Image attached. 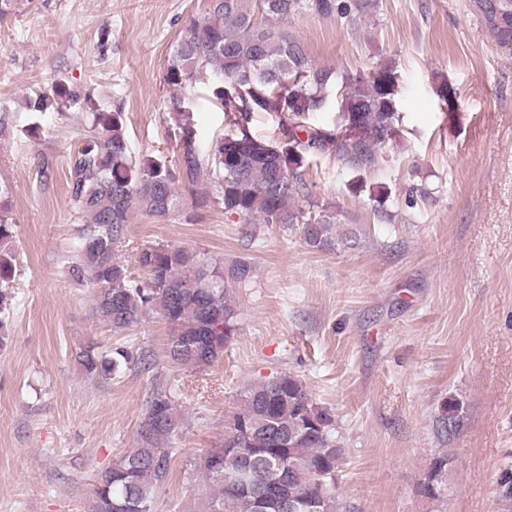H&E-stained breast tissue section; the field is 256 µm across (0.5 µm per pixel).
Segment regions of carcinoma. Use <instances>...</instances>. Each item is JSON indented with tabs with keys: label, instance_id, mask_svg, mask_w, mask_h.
Listing matches in <instances>:
<instances>
[{
	"label": "carcinoma",
	"instance_id": "1",
	"mask_svg": "<svg viewBox=\"0 0 512 512\" xmlns=\"http://www.w3.org/2000/svg\"><path fill=\"white\" fill-rule=\"evenodd\" d=\"M378 0H208V12L185 25L169 58L164 80L179 163L163 156L137 158L129 151L125 112L102 110L88 94L59 79L51 93L29 102L33 112L89 114V134L69 162L70 202L83 230L72 260L73 278L94 290L96 318L116 334L137 326L151 312L170 327L169 360L178 367L202 369L224 355L236 331L229 287L242 283L251 267L229 268L198 262L183 248L156 245L143 249L141 284L128 279L113 254L124 238L132 209L158 219L174 212L178 188L201 204H219L249 224H299L304 243L316 250L354 246L358 234L342 229L332 213L301 209L309 195L311 160L328 153L352 172L370 170L380 150L399 133L397 73L388 63L343 81L337 112L315 120L327 106L332 72L316 67L303 42L288 33V20L311 9L353 20L376 11ZM483 23L502 53L512 55V0H476ZM210 85L235 126L234 144L202 148L193 123L187 89ZM256 112L279 118L284 141L270 145L250 132ZM12 256L0 250V346L12 302ZM134 360L117 349L110 358L92 345L78 353L90 378L120 373ZM459 403L442 409L441 431L460 425ZM333 416L319 407L295 375L282 374L249 387L240 405L224 419V438L199 458V471L218 488L211 512H339L332 486L344 449L332 432ZM178 428L176 391L156 392L134 448L102 472L94 491L93 512H151L154 489L168 476ZM448 453L424 474L441 495ZM497 495L512 502V468L497 480Z\"/></svg>",
	"mask_w": 512,
	"mask_h": 512
}]
</instances>
